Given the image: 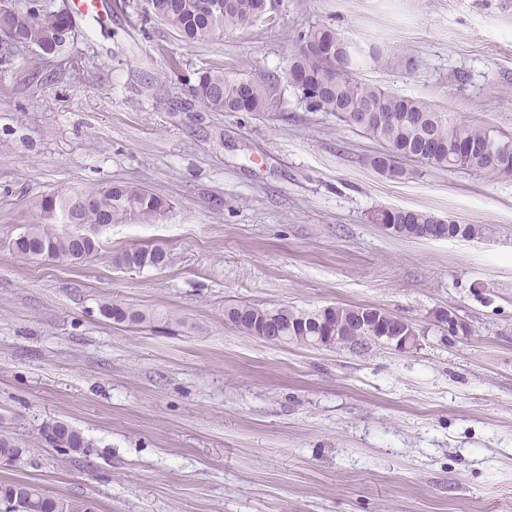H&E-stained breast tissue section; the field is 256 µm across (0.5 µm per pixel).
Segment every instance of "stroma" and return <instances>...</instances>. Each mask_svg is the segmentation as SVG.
Returning <instances> with one entry per match:
<instances>
[{
  "mask_svg": "<svg viewBox=\"0 0 512 512\" xmlns=\"http://www.w3.org/2000/svg\"><path fill=\"white\" fill-rule=\"evenodd\" d=\"M111 3L75 17L68 54L0 66V432L29 444L0 482L95 512H512V176L421 166L393 181L367 163L380 142L292 88L265 114L188 91L215 63L279 73L298 33L327 24L406 59L357 80L512 135V0H279L203 46L144 22L146 0ZM116 182L144 184L165 214L103 227L80 264L13 254L31 199ZM383 208L481 232L397 237L371 220ZM133 246L166 264L115 265ZM105 302L183 323L117 324ZM240 302L376 307L421 335L404 352L275 346L225 322ZM440 308L463 333L445 337ZM52 420L89 448L35 444Z\"/></svg>",
  "mask_w": 512,
  "mask_h": 512,
  "instance_id": "1",
  "label": "stroma"
}]
</instances>
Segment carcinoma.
<instances>
[{
    "instance_id": "1",
    "label": "carcinoma",
    "mask_w": 512,
    "mask_h": 512,
    "mask_svg": "<svg viewBox=\"0 0 512 512\" xmlns=\"http://www.w3.org/2000/svg\"><path fill=\"white\" fill-rule=\"evenodd\" d=\"M277 0H148V13L170 27L188 45H200L217 34L250 26L268 16ZM73 27L69 13L58 12L53 0H0V60L12 53L37 49L46 56L66 53L70 42L58 37ZM312 42L316 52L291 54L282 75L255 79L229 78L224 67L215 65L197 73L190 85L191 96L214 112L274 111L282 85L296 88L307 108L315 112H334L349 127L361 130L381 142L384 150L370 157L369 165L382 174L391 169L394 179L409 178L407 162L432 168L472 172L488 171L512 176V137H499L489 131L452 122L427 102L393 94L353 78L362 65L377 68L400 66L404 60L379 44L361 46L335 28L321 24L298 35V42ZM29 220L12 242L20 259L79 264L92 258L99 247L96 226L118 224L135 217L143 223L155 221L165 210V202L137 183L119 182L106 186L61 187L33 199ZM377 224H398L401 235L423 238L436 225L431 214L414 209L388 208L374 216ZM166 252L161 247L131 248L115 257L124 268L161 267ZM100 311L107 319L121 324L149 326L159 321L181 322L172 313L143 311L119 304L104 303ZM275 311L240 303L226 309L228 322L247 336L267 333ZM277 333L288 337L306 334L327 336L330 347L364 349L379 335L377 323L368 322L354 329L346 307L327 312L288 310V318L277 322ZM39 443L59 452H76L89 446L83 434L63 422L45 425ZM27 449L19 441L0 434V458L10 465H21ZM13 503L17 512H93L89 501L75 497H52L28 483L0 484V502Z\"/></svg>"
}]
</instances>
